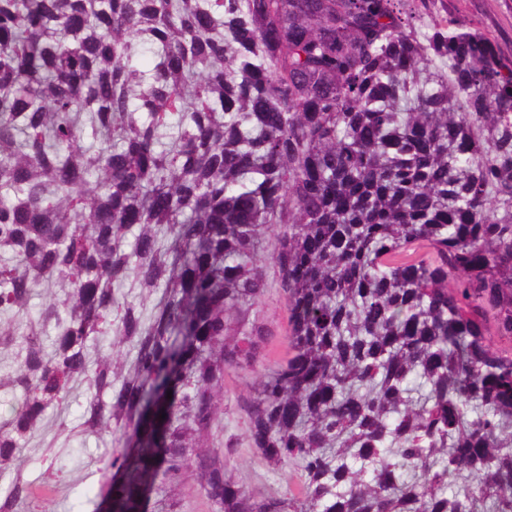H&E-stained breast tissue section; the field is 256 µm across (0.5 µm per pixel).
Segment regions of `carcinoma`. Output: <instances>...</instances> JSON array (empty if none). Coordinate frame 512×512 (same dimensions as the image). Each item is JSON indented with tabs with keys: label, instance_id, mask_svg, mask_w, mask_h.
Masks as SVG:
<instances>
[{
	"label": "carcinoma",
	"instance_id": "1",
	"mask_svg": "<svg viewBox=\"0 0 512 512\" xmlns=\"http://www.w3.org/2000/svg\"><path fill=\"white\" fill-rule=\"evenodd\" d=\"M269 267L288 355L247 438L297 488L255 500L186 436L255 358L229 318ZM489 324L512 341V61L435 0H0V476L80 380L83 431L121 443L107 512L189 467L217 512H512ZM36 498L18 476L0 512Z\"/></svg>",
	"mask_w": 512,
	"mask_h": 512
}]
</instances>
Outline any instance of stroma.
I'll use <instances>...</instances> for the list:
<instances>
[{
  "mask_svg": "<svg viewBox=\"0 0 512 512\" xmlns=\"http://www.w3.org/2000/svg\"><path fill=\"white\" fill-rule=\"evenodd\" d=\"M439 11L455 24L479 30L504 57H512V0H441ZM262 327L265 338L255 362L224 373V413L208 440L218 448L225 469L238 485L255 497L281 494L288 487L290 469L267 464L246 437L244 401L259 379L288 348L286 311L279 289H268L250 309L240 329ZM86 402L84 385H75L65 404L48 410L41 428L16 451L25 481L48 486L46 512H100L111 482L106 467L115 443L108 432L84 434L79 424ZM145 512H214L192 473L178 483L157 478L147 493Z\"/></svg>",
  "mask_w": 512,
  "mask_h": 512,
  "instance_id": "35a3bbf8",
  "label": "stroma"
}]
</instances>
